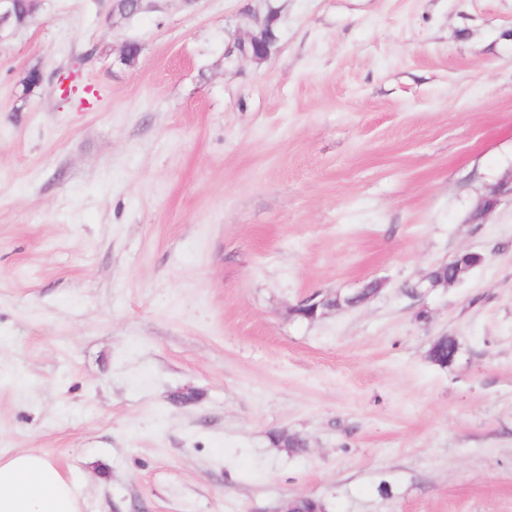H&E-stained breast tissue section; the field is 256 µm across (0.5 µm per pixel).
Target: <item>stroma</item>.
Segmentation results:
<instances>
[{
	"mask_svg": "<svg viewBox=\"0 0 512 512\" xmlns=\"http://www.w3.org/2000/svg\"><path fill=\"white\" fill-rule=\"evenodd\" d=\"M112 3L0 36V450L82 512H512V199L472 218L512 176V0Z\"/></svg>",
	"mask_w": 512,
	"mask_h": 512,
	"instance_id": "stroma-1",
	"label": "stroma"
}]
</instances>
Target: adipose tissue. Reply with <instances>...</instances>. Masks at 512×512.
<instances>
[{
	"label": "adipose tissue",
	"instance_id": "1",
	"mask_svg": "<svg viewBox=\"0 0 512 512\" xmlns=\"http://www.w3.org/2000/svg\"><path fill=\"white\" fill-rule=\"evenodd\" d=\"M0 512H81L80 492L41 453L0 452Z\"/></svg>",
	"mask_w": 512,
	"mask_h": 512
}]
</instances>
